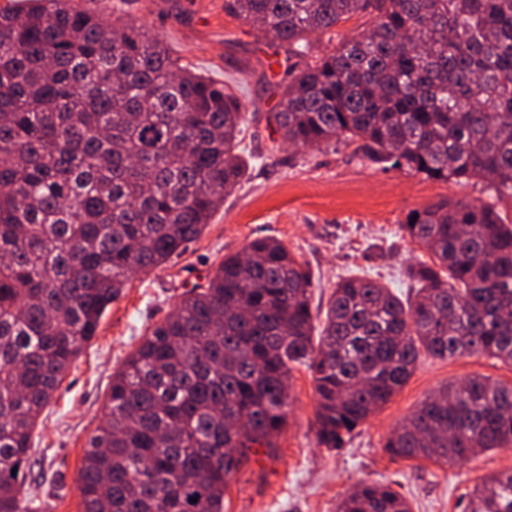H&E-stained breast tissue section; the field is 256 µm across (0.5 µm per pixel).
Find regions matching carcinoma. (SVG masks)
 <instances>
[{
  "mask_svg": "<svg viewBox=\"0 0 512 512\" xmlns=\"http://www.w3.org/2000/svg\"><path fill=\"white\" fill-rule=\"evenodd\" d=\"M304 61L274 119L296 148L343 140L429 180L512 191V0H224ZM369 28L312 58L311 33ZM248 105L163 42L79 0L0 7V512H32L42 412L135 272L198 238L240 184ZM402 225L429 255L403 302L345 279L315 329L309 272L276 239L224 261L112 374L79 471L82 512H224L253 448H273L292 370L312 371L315 438L340 448L421 353L512 365V223L440 202ZM416 221H411V218ZM512 448V385L476 376L429 395L387 439L457 464ZM197 502H192V498ZM337 512H412L361 482ZM464 512H512V472Z\"/></svg>",
  "mask_w": 512,
  "mask_h": 512,
  "instance_id": "carcinoma-1",
  "label": "carcinoma"
}]
</instances>
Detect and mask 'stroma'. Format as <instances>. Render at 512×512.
Listing matches in <instances>:
<instances>
[{
	"instance_id": "obj_1",
	"label": "stroma",
	"mask_w": 512,
	"mask_h": 512,
	"mask_svg": "<svg viewBox=\"0 0 512 512\" xmlns=\"http://www.w3.org/2000/svg\"><path fill=\"white\" fill-rule=\"evenodd\" d=\"M110 15L113 7L169 43L182 63L218 82H235L254 112L243 137L260 159L225 200L199 238L163 267L134 276L83 348L34 432L39 512H81L78 477L89 438L104 418L113 372L141 338L204 283L224 257L261 237L280 240L309 270L312 313L322 316L336 283L364 277L402 298L414 290L406 268L426 252L400 229L407 215L440 201L489 203L512 220V195L480 179L438 182L377 164L339 143L297 150L272 118L287 45L257 25L225 13L224 0H81ZM472 376L512 384V365L486 356L421 357L408 382L355 430L344 447L317 446L311 371H293L288 421L274 451L250 454L224 493V512H336L359 483H382L413 512H463L467 493L489 476L512 471V449L443 465L394 459L389 434L440 387Z\"/></svg>"
}]
</instances>
